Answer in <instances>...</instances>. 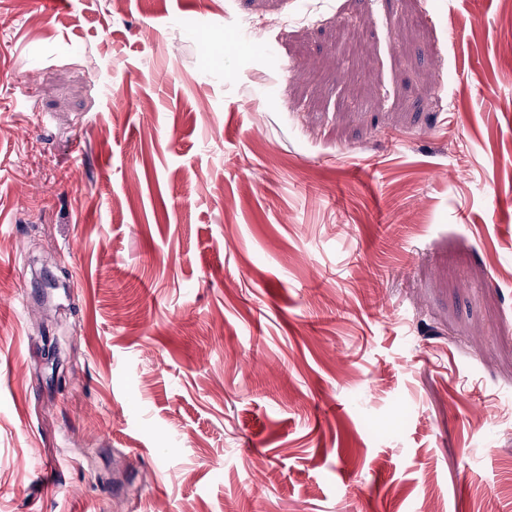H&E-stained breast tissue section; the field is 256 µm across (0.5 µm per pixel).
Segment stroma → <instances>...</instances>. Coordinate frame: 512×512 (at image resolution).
Listing matches in <instances>:
<instances>
[{
	"instance_id": "35a3bbf8",
	"label": "stroma",
	"mask_w": 512,
	"mask_h": 512,
	"mask_svg": "<svg viewBox=\"0 0 512 512\" xmlns=\"http://www.w3.org/2000/svg\"><path fill=\"white\" fill-rule=\"evenodd\" d=\"M512 512L502 0H0V512Z\"/></svg>"
}]
</instances>
